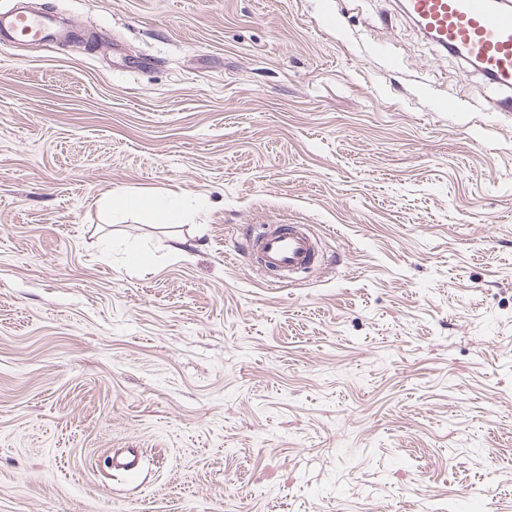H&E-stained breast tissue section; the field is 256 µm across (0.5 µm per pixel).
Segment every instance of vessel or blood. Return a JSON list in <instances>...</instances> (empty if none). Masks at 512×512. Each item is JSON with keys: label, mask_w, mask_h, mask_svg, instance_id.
<instances>
[{"label": "vessel or blood", "mask_w": 512, "mask_h": 512, "mask_svg": "<svg viewBox=\"0 0 512 512\" xmlns=\"http://www.w3.org/2000/svg\"><path fill=\"white\" fill-rule=\"evenodd\" d=\"M404 12L434 45L463 61L496 90L512 92V6L493 0H403ZM72 23L30 11L0 18V45L27 41L47 47L72 41ZM244 251L261 270L291 278L318 261V242L303 224H262L247 229Z\"/></svg>", "instance_id": "vessel-or-blood-1"}]
</instances>
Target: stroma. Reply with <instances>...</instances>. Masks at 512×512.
I'll list each match as a JSON object with an SVG mask.
<instances>
[{
    "label": "stroma",
    "mask_w": 512,
    "mask_h": 512,
    "mask_svg": "<svg viewBox=\"0 0 512 512\" xmlns=\"http://www.w3.org/2000/svg\"><path fill=\"white\" fill-rule=\"evenodd\" d=\"M38 2L78 36L0 47V512H512L502 93L397 0ZM253 224L320 264L258 277Z\"/></svg>",
    "instance_id": "obj_1"
}]
</instances>
